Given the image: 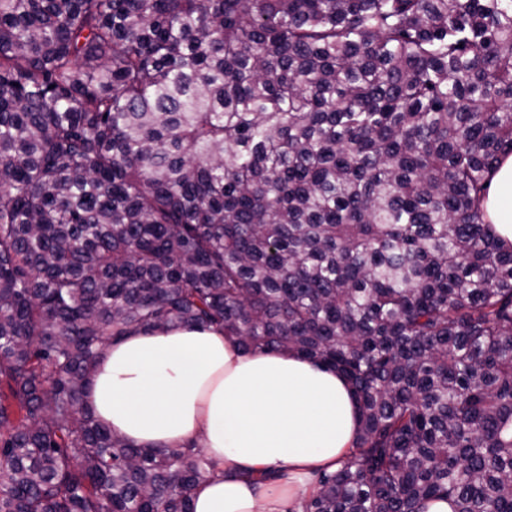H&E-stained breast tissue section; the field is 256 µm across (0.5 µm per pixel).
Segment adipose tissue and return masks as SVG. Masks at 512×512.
Here are the masks:
<instances>
[{
    "mask_svg": "<svg viewBox=\"0 0 512 512\" xmlns=\"http://www.w3.org/2000/svg\"><path fill=\"white\" fill-rule=\"evenodd\" d=\"M512 242V155L485 201ZM94 415L140 445L198 440L220 473L200 484L193 512H298L312 473L335 470L357 427L353 396L335 372L295 355L245 354L211 330L175 328L112 344L89 380ZM286 484L256 487V470Z\"/></svg>",
    "mask_w": 512,
    "mask_h": 512,
    "instance_id": "obj_1",
    "label": "adipose tissue"
}]
</instances>
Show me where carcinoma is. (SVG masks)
I'll list each match as a JSON object with an SVG mask.
<instances>
[{
  "mask_svg": "<svg viewBox=\"0 0 512 512\" xmlns=\"http://www.w3.org/2000/svg\"><path fill=\"white\" fill-rule=\"evenodd\" d=\"M512 0H0V512H193L86 388L175 327L343 375L302 512H512ZM485 207L499 236L512 242V155L497 169Z\"/></svg>",
  "mask_w": 512,
  "mask_h": 512,
  "instance_id": "obj_1",
  "label": "carcinoma"
}]
</instances>
